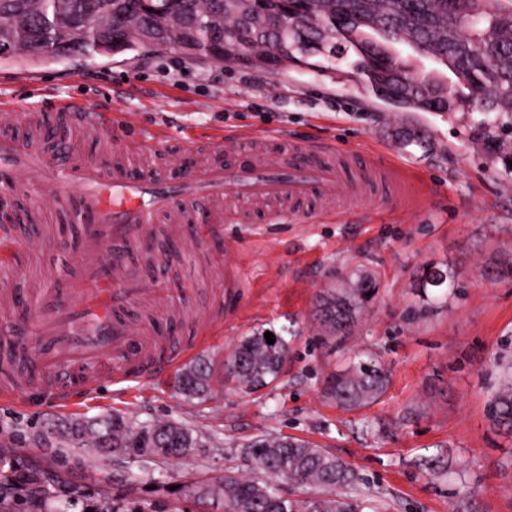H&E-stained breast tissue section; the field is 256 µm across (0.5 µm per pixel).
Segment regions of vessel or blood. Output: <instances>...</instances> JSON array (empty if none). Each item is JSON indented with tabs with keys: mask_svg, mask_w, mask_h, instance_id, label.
Returning <instances> with one entry per match:
<instances>
[{
	"mask_svg": "<svg viewBox=\"0 0 512 512\" xmlns=\"http://www.w3.org/2000/svg\"><path fill=\"white\" fill-rule=\"evenodd\" d=\"M55 113L60 124L104 139L113 162L104 165L65 141L50 148L45 136L0 131V165L35 174L52 187L57 204L75 203L82 231L67 287L40 290L24 316L13 313L11 291L0 290V305L8 309L0 331L63 395L75 385L94 390L105 373L124 384L190 359L191 346L167 347L163 337L129 316L140 308L163 312L171 321L181 316L167 290L147 288L130 260L132 249L151 252L157 218L185 224L208 205L207 220L195 225L192 236L202 248L222 237L225 225L250 223L253 205H267L266 218L276 224L311 210L332 219L366 198L384 206L400 198L398 173L379 157L285 135L253 136L249 158L234 167L225 166L215 149L209 162L186 168L177 185H169L161 171L143 181L122 160L133 144L120 135L117 118L76 101L59 104Z\"/></svg>",
	"mask_w": 512,
	"mask_h": 512,
	"instance_id": "1",
	"label": "vessel or blood"
}]
</instances>
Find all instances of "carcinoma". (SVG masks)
<instances>
[{
    "instance_id": "carcinoma-1",
    "label": "carcinoma",
    "mask_w": 512,
    "mask_h": 512,
    "mask_svg": "<svg viewBox=\"0 0 512 512\" xmlns=\"http://www.w3.org/2000/svg\"><path fill=\"white\" fill-rule=\"evenodd\" d=\"M284 0H258L256 8L263 19L275 18ZM217 7L216 0H0V47L12 56L31 61L52 58L60 38L72 42L77 56L97 55L100 32L126 22V16L139 21L132 39L157 25L171 32L172 49L182 50L181 25L201 26ZM304 23L279 34L262 29L256 37L281 39L292 53L314 58L319 66L321 53L311 45L317 28L331 31L336 51L354 55L353 75L376 99L395 110L432 112L430 101L418 87L388 86L381 80L382 69L391 62L410 70L406 60L392 46L402 41L421 55L438 60L455 75L462 94L449 89L447 112L468 102L487 117L491 128L499 119L512 114V0H305L298 5ZM375 286L363 282L344 288L324 303L322 318L330 327H347L357 311L368 304ZM288 354V343L275 337L266 343L264 334L243 337L224 357V381L245 392H256L274 382ZM212 380L211 366L205 362L184 368L179 383L184 395H205ZM390 372L369 357L336 373L328 384V394L346 410L376 403L387 391ZM498 426L512 432V386L499 390L491 401ZM143 442L157 437L159 451L181 455L196 447L194 430L181 424L161 421L144 431L120 416L103 422L99 431L78 426L72 437L82 446L122 448L137 435ZM246 454L255 462L258 474L247 476L224 473L214 494L224 498V512H380L370 494L355 492L357 477L346 461L317 445L296 438H259L247 446ZM314 488L318 496L285 497L280 484Z\"/></svg>"
}]
</instances>
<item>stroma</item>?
Segmentation results:
<instances>
[{"mask_svg": "<svg viewBox=\"0 0 512 512\" xmlns=\"http://www.w3.org/2000/svg\"><path fill=\"white\" fill-rule=\"evenodd\" d=\"M76 98L117 116L127 136L150 128L177 145L185 133L222 134V150L255 134L282 133L372 152L425 182L415 204L380 208L368 199L330 223L226 225L209 248L191 250V225L167 237L176 264L135 252L147 286L164 285L193 312L224 305L222 326L196 350L211 362L209 393L189 399L176 369L145 382L103 385L95 396L60 400L19 386L0 397V470L52 475L58 490L40 512H85L131 503L151 512H224L203 487L225 471L250 472L249 443L293 436L350 463L360 489L383 512H512V434L492 419L490 402L512 367V126L499 139L476 112L395 111L337 70L270 72L214 63L171 49L26 62L0 59V115L37 107L47 123L59 99ZM23 208L41 233L15 230L16 260L5 270L14 293L68 279L78 225L33 196ZM243 287L224 296V274ZM448 278L423 287L426 273ZM372 282L378 294L342 333L320 318L321 297ZM269 331L288 343L280 378L250 393L224 381V354L241 337ZM378 357L391 373L375 404L346 411L327 381L352 360ZM119 414L146 426L172 420L193 428L196 448L161 457L148 448L75 445L70 427Z\"/></svg>", "mask_w": 512, "mask_h": 512, "instance_id": "obj_1", "label": "stroma"}]
</instances>
